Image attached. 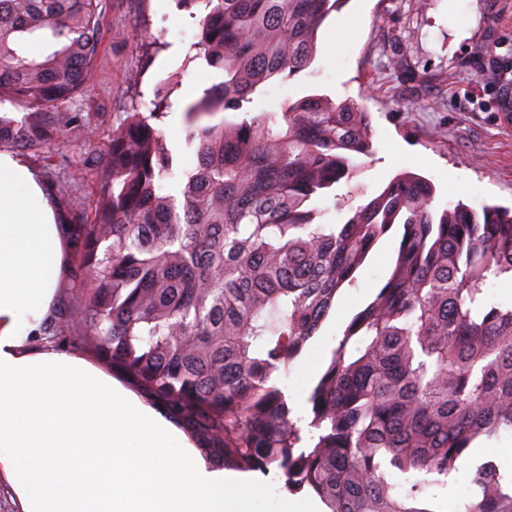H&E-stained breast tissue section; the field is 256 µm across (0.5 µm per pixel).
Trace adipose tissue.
<instances>
[{
	"label": "adipose tissue",
	"instance_id": "obj_1",
	"mask_svg": "<svg viewBox=\"0 0 512 512\" xmlns=\"http://www.w3.org/2000/svg\"><path fill=\"white\" fill-rule=\"evenodd\" d=\"M71 248L36 172L0 152V482L18 512H251L259 485L47 335Z\"/></svg>",
	"mask_w": 512,
	"mask_h": 512
}]
</instances>
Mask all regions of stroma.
<instances>
[{"label": "stroma", "instance_id": "35a3bbf8", "mask_svg": "<svg viewBox=\"0 0 512 512\" xmlns=\"http://www.w3.org/2000/svg\"><path fill=\"white\" fill-rule=\"evenodd\" d=\"M195 33L176 0H103L100 47L87 90L65 106L80 113L81 122L65 126L57 141L22 152L74 241H81L83 225L93 219L113 128L123 123L132 102L149 103L161 81L177 84L161 128L180 151L182 167H194V156L182 150L185 109L220 80L202 61H187ZM506 72L512 73V0H346L318 32L311 72L267 84L253 109L273 110L312 93L354 100L371 113L374 130L375 152L355 179L366 196L410 171L433 182L435 209L458 201L477 210L486 204L511 208L512 110H505L504 100L512 97V84H505ZM397 248L394 236L377 246L357 287L340 294L288 371L275 373L295 416H308V396L337 336L380 288ZM84 274L78 256H71L50 324L66 350L72 344L60 333L76 324L74 288ZM487 461L501 474L512 473V435L475 441L447 486L430 488L432 512H458L477 494L473 475ZM247 478L263 488L253 512H283L291 497L314 496L310 490L291 494L272 473L256 471Z\"/></svg>", "mask_w": 512, "mask_h": 512}]
</instances>
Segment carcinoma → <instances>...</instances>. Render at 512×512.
<instances>
[{
    "label": "carcinoma",
    "instance_id": "1",
    "mask_svg": "<svg viewBox=\"0 0 512 512\" xmlns=\"http://www.w3.org/2000/svg\"><path fill=\"white\" fill-rule=\"evenodd\" d=\"M102 2L0 0V97L28 110L21 122L0 116V149L60 138L53 115L87 87ZM344 2L177 0L198 28L186 57L223 80L185 110L191 170L159 128L172 81L113 129L83 228L74 341L216 466L280 472L329 512H432L427 490L448 483L476 439L512 435V301L485 297L491 281H512V208L438 212L433 183L410 172L357 204L351 182L373 151L362 104L310 94L252 111L269 82L311 67L320 27ZM224 112L243 117L213 121ZM328 196L343 223L320 221L314 202ZM394 233L385 283L310 391L304 435L272 376ZM474 483L460 512H512V478L495 464Z\"/></svg>",
    "mask_w": 512,
    "mask_h": 512
}]
</instances>
